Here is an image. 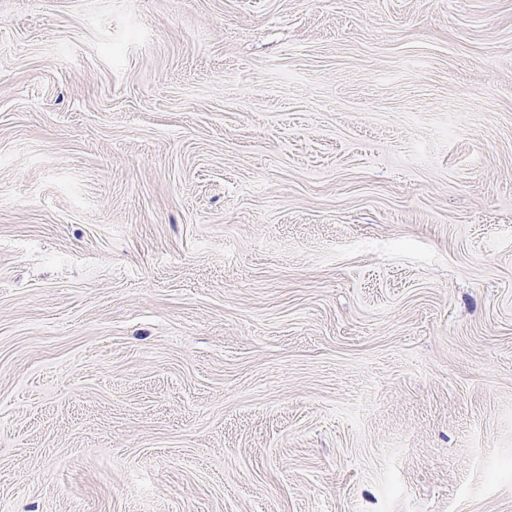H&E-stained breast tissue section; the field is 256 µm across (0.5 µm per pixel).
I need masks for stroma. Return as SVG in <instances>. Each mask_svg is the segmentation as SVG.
Returning a JSON list of instances; mask_svg holds the SVG:
<instances>
[{"mask_svg":"<svg viewBox=\"0 0 512 512\" xmlns=\"http://www.w3.org/2000/svg\"><path fill=\"white\" fill-rule=\"evenodd\" d=\"M0 512H512V0H0Z\"/></svg>","mask_w":512,"mask_h":512,"instance_id":"stroma-1","label":"stroma"}]
</instances>
